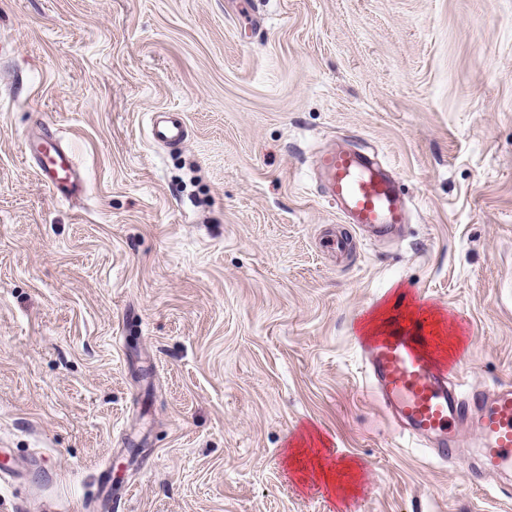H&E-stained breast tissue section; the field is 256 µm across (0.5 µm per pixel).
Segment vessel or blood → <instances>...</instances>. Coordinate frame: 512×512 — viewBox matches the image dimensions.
I'll return each mask as SVG.
<instances>
[{
    "label": "vessel or blood",
    "mask_w": 512,
    "mask_h": 512,
    "mask_svg": "<svg viewBox=\"0 0 512 512\" xmlns=\"http://www.w3.org/2000/svg\"><path fill=\"white\" fill-rule=\"evenodd\" d=\"M151 136L162 145L181 146L187 138L182 114L155 113ZM27 149L49 189L71 195L81 175L60 140L46 130L29 139ZM316 167L326 173V194L339 203L346 223L384 232L404 224L393 182L357 154L326 151ZM353 336L367 386L401 438L424 443L442 461H456L463 457L460 433L470 428L478 434L472 469L487 475L512 471V383L467 396L457 390L462 356L449 353L446 324L422 289L401 290L375 326Z\"/></svg>",
    "instance_id": "1"
}]
</instances>
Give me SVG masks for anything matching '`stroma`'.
I'll list each match as a JSON object with an SVG mask.
<instances>
[{
	"mask_svg": "<svg viewBox=\"0 0 512 512\" xmlns=\"http://www.w3.org/2000/svg\"><path fill=\"white\" fill-rule=\"evenodd\" d=\"M41 124L69 200L25 157ZM334 146L394 172L402 237L343 223ZM409 285L464 382H512V0H0V512H90L117 460L122 512H512L511 475L365 392L350 325ZM307 428L361 463L347 502L287 461ZM152 139L165 146L180 147L187 139L183 115L179 112H155L151 125ZM27 149L49 189L63 197L71 195L73 185L81 179V175L71 153L60 140L51 131L45 130L28 140Z\"/></svg>",
	"mask_w": 512,
	"mask_h": 512,
	"instance_id": "obj_1",
	"label": "stroma"
}]
</instances>
